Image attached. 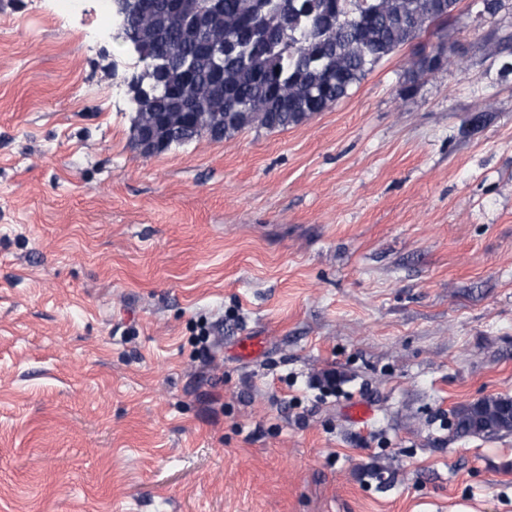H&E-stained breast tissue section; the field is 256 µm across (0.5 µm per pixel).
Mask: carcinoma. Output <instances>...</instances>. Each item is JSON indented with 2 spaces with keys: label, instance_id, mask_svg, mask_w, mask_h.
Here are the masks:
<instances>
[{
  "label": "carcinoma",
  "instance_id": "obj_1",
  "mask_svg": "<svg viewBox=\"0 0 512 512\" xmlns=\"http://www.w3.org/2000/svg\"><path fill=\"white\" fill-rule=\"evenodd\" d=\"M216 27L243 41L224 71L204 48L209 34L190 21L208 0H184L173 14L170 0H151L150 15L115 39L135 43L143 73L133 75L135 126L163 115L162 150L207 135L230 139L246 129L285 130L330 109L384 58L448 22L459 0H223ZM177 45L193 66L174 65L172 91L143 88L164 50ZM462 436L512 433V398L486 397L453 413Z\"/></svg>",
  "mask_w": 512,
  "mask_h": 512
}]
</instances>
